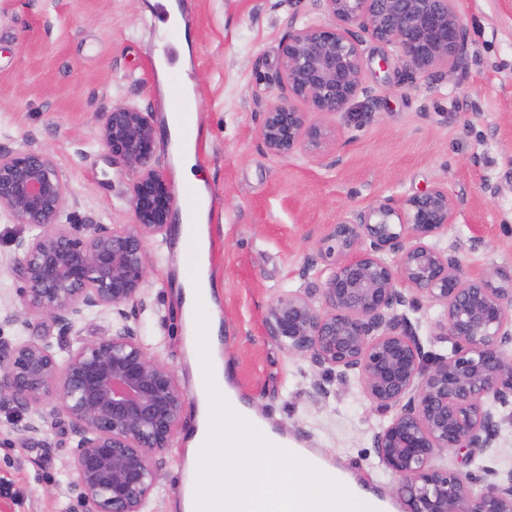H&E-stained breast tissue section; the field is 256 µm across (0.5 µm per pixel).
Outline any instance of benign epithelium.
Segmentation results:
<instances>
[{
  "instance_id": "1",
  "label": "benign epithelium",
  "mask_w": 512,
  "mask_h": 512,
  "mask_svg": "<svg viewBox=\"0 0 512 512\" xmlns=\"http://www.w3.org/2000/svg\"><path fill=\"white\" fill-rule=\"evenodd\" d=\"M313 2L331 23L288 31L284 100L263 113L259 129L273 154H337L338 131L313 116L370 95L361 79L367 38L398 47L413 72L468 65L458 0ZM97 140L131 176V224L63 220L79 200L51 155L0 150V213L28 229L8 265L22 282L25 310L65 338L58 347L48 335L16 339L0 357V407L21 413L15 433L25 446L49 447L48 427L59 415L70 420L77 451L69 475L92 512H149L161 489L155 456L173 445L186 393L139 325L129 324L127 308H146V242L167 231L172 192L151 113L116 105L99 114ZM454 218L448 189L437 185L327 225L326 252L337 255L331 274L318 288L278 295L264 333L291 355L356 375L376 408L393 411L375 441L380 464L401 480L407 512H512V470L483 464L465 480L435 465L456 448L488 453L499 408L512 403V273L469 275L449 250L429 244ZM423 299L443 307L437 336L451 343L446 355L425 351L401 311ZM92 316L109 320L106 334L83 335Z\"/></svg>"
}]
</instances>
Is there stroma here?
I'll return each mask as SVG.
<instances>
[{
    "instance_id": "35a3bbf8",
    "label": "stroma",
    "mask_w": 512,
    "mask_h": 512,
    "mask_svg": "<svg viewBox=\"0 0 512 512\" xmlns=\"http://www.w3.org/2000/svg\"><path fill=\"white\" fill-rule=\"evenodd\" d=\"M169 0H0V149L48 152L80 199L83 224H129V176L97 142L100 113L133 104L165 126L167 77L188 76L202 131L197 160L213 201L211 264L222 283L212 315L223 355L251 407L302 447L323 452L363 490L406 505L397 477L379 463L375 435L386 421L355 379L324 376L263 334L268 304L283 290L322 284L326 225L376 201L403 202L447 187L455 220L438 248L455 247L473 275L512 270V0H460L471 61L453 74L402 67L392 46L366 41L362 80L370 95L321 116L341 134V160L314 163L303 152L270 153L259 137L262 114L280 100L281 48L289 28L328 23L312 0H170L189 53L158 58L164 41L148 30ZM152 271L147 307L137 312L147 344L158 346L187 393L195 386L182 339L178 237L147 245ZM407 317L426 350L437 340L439 304L421 301ZM328 397H321L318 384ZM195 400H188L173 448L160 464L163 489L151 512H181L182 471ZM491 458L450 451L437 459L461 475L490 461L512 470V407ZM16 412L0 408V512H90L66 476L74 441L67 418L48 431L49 447L26 448Z\"/></svg>"
}]
</instances>
